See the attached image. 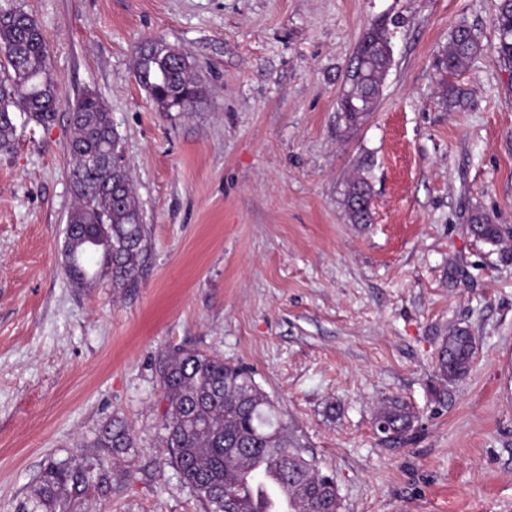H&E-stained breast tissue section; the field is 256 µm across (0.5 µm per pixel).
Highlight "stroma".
Here are the masks:
<instances>
[{
    "label": "stroma",
    "mask_w": 512,
    "mask_h": 512,
    "mask_svg": "<svg viewBox=\"0 0 512 512\" xmlns=\"http://www.w3.org/2000/svg\"><path fill=\"white\" fill-rule=\"evenodd\" d=\"M500 0H0L41 27L57 85L50 126L18 123L0 151V512L51 462L122 420L109 500L92 512H204L165 447L162 355L251 371L323 470L341 512H512V259L474 238L472 211L512 226V69ZM399 18L374 109L338 110L358 41ZM479 49L440 85L453 31ZM160 37L207 95L158 111L134 73ZM105 103L144 211L137 288H77L61 243L74 206L70 112ZM371 186L352 223L349 182ZM475 338L445 400L435 361L455 326ZM418 422L384 444L375 409ZM497 43L494 46L499 60L512 67V0H501L495 18ZM376 421L383 423L388 428V434L393 433L392 439L386 443L397 445L408 439L414 430L417 417L405 401L398 397H392L377 408Z\"/></svg>",
    "instance_id": "stroma-1"
}]
</instances>
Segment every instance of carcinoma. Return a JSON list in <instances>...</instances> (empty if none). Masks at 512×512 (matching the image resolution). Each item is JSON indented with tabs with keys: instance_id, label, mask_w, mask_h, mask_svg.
Wrapping results in <instances>:
<instances>
[{
	"instance_id": "1",
	"label": "carcinoma",
	"mask_w": 512,
	"mask_h": 512,
	"mask_svg": "<svg viewBox=\"0 0 512 512\" xmlns=\"http://www.w3.org/2000/svg\"><path fill=\"white\" fill-rule=\"evenodd\" d=\"M495 29V52L512 67V0H501ZM390 34L391 29L374 21L359 40L372 52L355 53L350 67L362 72L361 97L350 101L342 94L338 100L348 125L364 115L359 106L374 105L392 62ZM476 49L470 32L457 30L437 64L441 84H447L446 77ZM135 74L161 112H188L206 93L189 57L160 37L136 48ZM56 104L49 48L40 26L19 7L0 10V150L13 146L15 113L26 116L28 123L48 126L55 120ZM70 121L73 136L66 151L76 206L67 225L76 226L78 232H64L65 275L82 288L95 282L97 274L89 270L94 264L111 277L112 287L135 288L148 246L147 231L126 165L104 162L108 154H122L112 117L97 94L88 91L76 100ZM369 195V184L362 178L348 190L346 204L356 224L369 222L361 208ZM469 225L474 237L492 246L502 245L508 237L503 225L479 211L472 212ZM475 354V340L466 327H456L442 339L435 363L441 385L436 399L447 395L448 385L466 378ZM158 373L168 402L164 429L171 464L206 512H258L238 477L254 466L260 453L288 480L293 512H340L337 486L325 482L326 472L290 433L250 371L199 350L179 349L160 358ZM376 421L393 433L390 443L397 445L408 439L417 417L405 401L392 397L377 408ZM92 447L112 455L132 447V438L123 422L113 419L98 430ZM102 453L50 464L34 492L16 504L15 512H81L83 501L91 496L106 500L112 479L109 460Z\"/></svg>"
}]
</instances>
